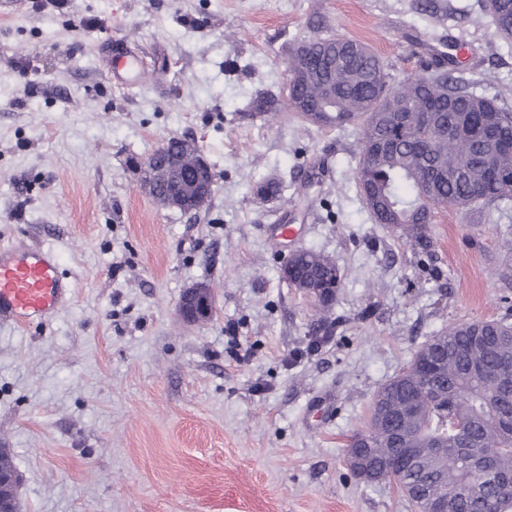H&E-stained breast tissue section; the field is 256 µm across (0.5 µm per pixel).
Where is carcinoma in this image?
<instances>
[{
    "label": "carcinoma",
    "mask_w": 512,
    "mask_h": 512,
    "mask_svg": "<svg viewBox=\"0 0 512 512\" xmlns=\"http://www.w3.org/2000/svg\"><path fill=\"white\" fill-rule=\"evenodd\" d=\"M495 34L512 45V0H486ZM288 66L307 72L288 89V105L307 121L327 128L355 125L360 158L355 181L375 223L413 246L428 247L429 212L452 201L464 208L512 203V112L476 93L454 57L432 51L423 70L441 77L388 79L381 59L347 37L312 39L290 52ZM257 114L278 115V100L259 95ZM169 150L192 164L197 147L179 137ZM304 273L288 281L336 291L342 275L328 256L302 251L292 262ZM512 371V322L468 321L430 337L408 365L374 395L365 423L366 469H392L394 483L416 512L426 499L448 502V512H512V397L496 384L499 371ZM399 418L379 423L375 409ZM448 428L447 448L437 456L421 450L393 460V434L419 447ZM488 456L479 473L459 447Z\"/></svg>",
    "instance_id": "obj_1"
}]
</instances>
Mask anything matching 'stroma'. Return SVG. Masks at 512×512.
Returning <instances> with one entry per match:
<instances>
[{"label": "stroma", "instance_id": "obj_1", "mask_svg": "<svg viewBox=\"0 0 512 512\" xmlns=\"http://www.w3.org/2000/svg\"><path fill=\"white\" fill-rule=\"evenodd\" d=\"M421 2L0 0V242L52 250L75 284L45 322L0 324V448L22 512H414L395 484L356 477L348 440L429 337L512 311V211L436 209L422 253L359 196L357 127L247 105L282 95L285 59L311 39L363 42L398 81L443 36L512 107L484 0ZM123 49L143 66L128 91L100 65ZM173 136L217 175L196 214L142 188ZM269 178L282 195L264 200ZM301 248L344 274L331 333L281 278ZM198 282L216 311L186 323L176 307Z\"/></svg>", "mask_w": 512, "mask_h": 512}]
</instances>
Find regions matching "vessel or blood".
Wrapping results in <instances>:
<instances>
[{
  "label": "vessel or blood",
  "mask_w": 512,
  "mask_h": 512,
  "mask_svg": "<svg viewBox=\"0 0 512 512\" xmlns=\"http://www.w3.org/2000/svg\"><path fill=\"white\" fill-rule=\"evenodd\" d=\"M102 67L115 87L135 86L139 71L135 58L108 55ZM73 288V283L62 277L51 251L0 244V319L25 326L48 318L64 307Z\"/></svg>",
  "instance_id": "obj_1"
}]
</instances>
